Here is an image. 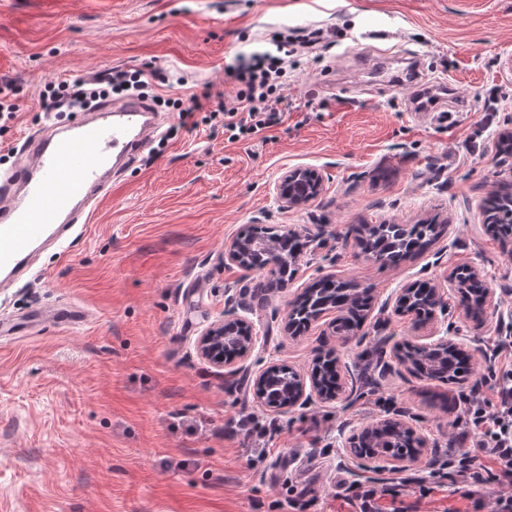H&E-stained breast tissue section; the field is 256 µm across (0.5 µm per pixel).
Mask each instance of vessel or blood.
<instances>
[{
	"instance_id": "obj_1",
	"label": "vessel or blood",
	"mask_w": 512,
	"mask_h": 512,
	"mask_svg": "<svg viewBox=\"0 0 512 512\" xmlns=\"http://www.w3.org/2000/svg\"><path fill=\"white\" fill-rule=\"evenodd\" d=\"M157 130L154 112L128 99L25 140L13 170L0 176V288L31 269L42 250H65L117 171Z\"/></svg>"
}]
</instances>
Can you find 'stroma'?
<instances>
[{"label": "stroma", "mask_w": 512, "mask_h": 512, "mask_svg": "<svg viewBox=\"0 0 512 512\" xmlns=\"http://www.w3.org/2000/svg\"><path fill=\"white\" fill-rule=\"evenodd\" d=\"M306 27L334 47L289 74L293 108L266 142L230 143L203 124L144 149L67 255L46 251L36 273L0 292V312L18 320L64 302L87 313L0 337V512H288L302 477L315 500L304 512H351L339 484L387 476L347 451L362 427L410 423L427 443L414 471L447 451L449 400L474 385L487 337L512 327V259L483 214L497 182L512 181L497 151L512 133V0H0V85L23 105L0 130V175L26 136L77 120L43 112L48 81L108 64L182 76L187 93L207 83L228 93L225 60ZM498 89L509 97L489 108ZM300 167L323 173L322 192L280 207L273 184ZM434 218L437 240L396 266L343 241L353 224ZM256 224H320L324 235L289 292L252 310L224 243ZM468 264L494 305L475 322L449 293L443 326L473 348L474 372L456 384L418 379L395 356L420 333L397 297ZM328 273L373 289L362 340L342 343L324 319L285 334L291 295ZM234 307L256 323L258 343L218 368L195 338ZM323 346L352 381L337 400L278 410L257 399L269 362L305 370ZM247 412L281 432L260 444L231 433Z\"/></svg>", "instance_id": "obj_1"}]
</instances>
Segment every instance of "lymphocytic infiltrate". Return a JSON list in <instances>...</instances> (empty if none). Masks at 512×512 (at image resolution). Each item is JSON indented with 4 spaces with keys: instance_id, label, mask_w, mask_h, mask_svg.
I'll return each mask as SVG.
<instances>
[{
    "instance_id": "lymphocytic-infiltrate-1",
    "label": "lymphocytic infiltrate",
    "mask_w": 512,
    "mask_h": 512,
    "mask_svg": "<svg viewBox=\"0 0 512 512\" xmlns=\"http://www.w3.org/2000/svg\"><path fill=\"white\" fill-rule=\"evenodd\" d=\"M322 29L274 34L268 48L239 55L225 63L233 90L223 104L214 105L211 87L170 98L185 132L197 124L196 113L221 120L227 141L266 140L282 123L291 103L284 94L289 67L327 47ZM150 84L145 71L103 67L94 76L51 81L41 100L54 112L65 101L99 99L113 93L130 95ZM488 365L476 386L461 392L460 413L452 420V449L437 459L429 474L410 472L361 486L350 501L355 512H412L404 492L427 498L434 485L450 483L470 500L472 512H512V330L490 337L485 345Z\"/></svg>"
}]
</instances>
